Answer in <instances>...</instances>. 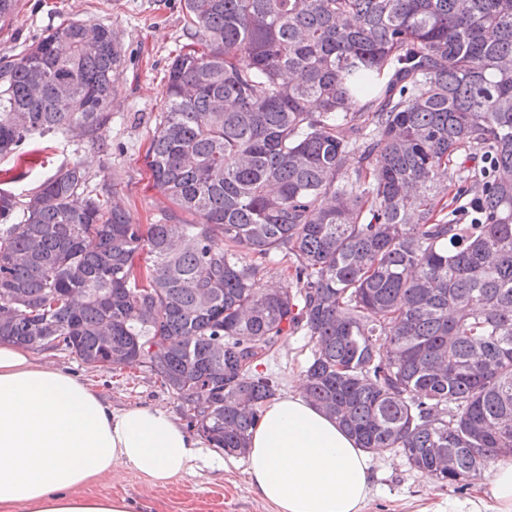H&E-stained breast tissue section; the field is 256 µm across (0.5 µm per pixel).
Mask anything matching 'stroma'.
I'll list each match as a JSON object with an SVG mask.
<instances>
[{"label":"stroma","mask_w":512,"mask_h":512,"mask_svg":"<svg viewBox=\"0 0 512 512\" xmlns=\"http://www.w3.org/2000/svg\"><path fill=\"white\" fill-rule=\"evenodd\" d=\"M72 20L111 25L122 49L124 65L104 135L107 151L62 134L45 138L43 145H22L15 154L0 157V192L10 195L36 191L46 179L78 162L91 182L108 179L135 224H153L174 205L152 180L144 155L166 93L167 72L179 49L187 44L184 0H18L9 29L0 32V59L17 55L48 30ZM35 360L69 368L97 384L121 410L156 405L181 419L178 401L140 369L90 367L74 355L36 348ZM311 345L303 333H288L275 345L260 369L280 376L281 395H288L304 372ZM223 449L208 447L195 473L154 487L126 469L99 477L84 492L94 496H126L146 504L147 512H276L249 487L244 457L225 465ZM373 485L364 512H446L449 502H463L473 487L440 485L411 469L404 457L389 452L370 460Z\"/></svg>","instance_id":"stroma-1"}]
</instances>
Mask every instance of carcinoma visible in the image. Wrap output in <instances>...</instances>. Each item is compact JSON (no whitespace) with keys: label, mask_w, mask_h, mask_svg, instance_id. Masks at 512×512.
Segmentation results:
<instances>
[{"label":"carcinoma","mask_w":512,"mask_h":512,"mask_svg":"<svg viewBox=\"0 0 512 512\" xmlns=\"http://www.w3.org/2000/svg\"><path fill=\"white\" fill-rule=\"evenodd\" d=\"M184 3L193 48L144 161L195 220L133 224L79 164L16 219L0 195V340L146 368L244 455L280 390L258 361L301 331L310 403L469 485L512 455V0ZM121 65L110 26L71 21L0 66V156L55 133L107 149ZM275 258L296 291L253 288Z\"/></svg>","instance_id":"carcinoma-1"}]
</instances>
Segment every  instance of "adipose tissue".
Listing matches in <instances>:
<instances>
[{
    "instance_id": "ef3b65f1",
    "label": "adipose tissue",
    "mask_w": 512,
    "mask_h": 512,
    "mask_svg": "<svg viewBox=\"0 0 512 512\" xmlns=\"http://www.w3.org/2000/svg\"><path fill=\"white\" fill-rule=\"evenodd\" d=\"M206 444L160 407L113 411L77 374L0 342V512H137L78 489L124 469L166 485ZM245 460L254 493L278 512H362L371 491L368 453L299 391L264 407ZM477 487L448 512H512V457L493 459Z\"/></svg>"
}]
</instances>
